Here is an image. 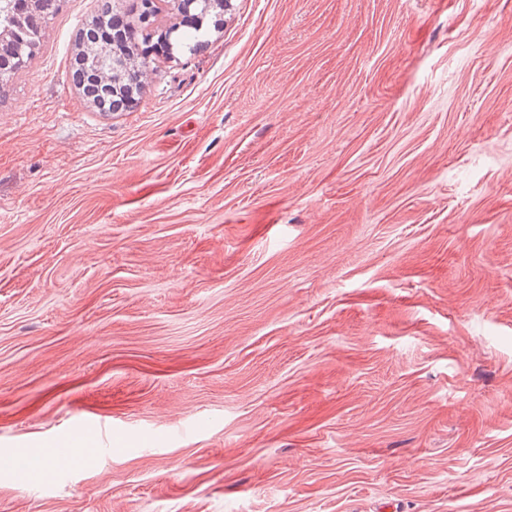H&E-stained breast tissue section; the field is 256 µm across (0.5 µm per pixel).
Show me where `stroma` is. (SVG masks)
Segmentation results:
<instances>
[{"label": "stroma", "mask_w": 512, "mask_h": 512, "mask_svg": "<svg viewBox=\"0 0 512 512\" xmlns=\"http://www.w3.org/2000/svg\"><path fill=\"white\" fill-rule=\"evenodd\" d=\"M101 4L0 86V512H512V0H230L119 112ZM25 459L30 462L25 473L26 476H44L46 470L55 468L62 457L60 455L51 454L48 450H42L33 456H26Z\"/></svg>", "instance_id": "obj_1"}]
</instances>
